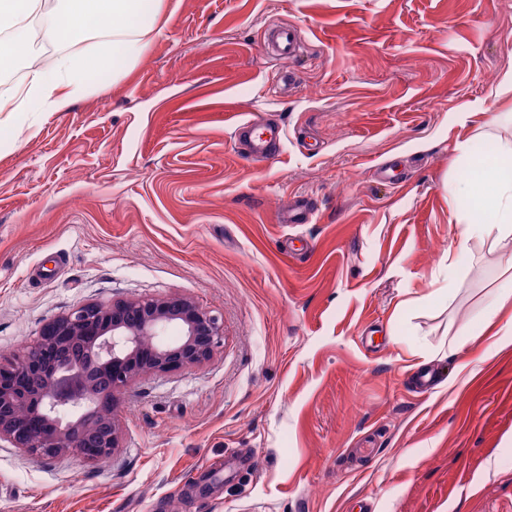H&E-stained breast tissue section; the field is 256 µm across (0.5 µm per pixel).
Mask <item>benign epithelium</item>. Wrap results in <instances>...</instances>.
I'll return each mask as SVG.
<instances>
[{
	"label": "benign epithelium",
	"instance_id": "7a95c632",
	"mask_svg": "<svg viewBox=\"0 0 512 512\" xmlns=\"http://www.w3.org/2000/svg\"><path fill=\"white\" fill-rule=\"evenodd\" d=\"M181 336L168 340L172 324ZM222 336L218 318L187 297L82 304L47 321L19 360H0V440L36 454L68 452L95 461L119 447L115 393L146 373L199 366ZM95 357L110 383L101 394L74 351ZM53 434L34 438L31 420ZM97 449V455L85 449Z\"/></svg>",
	"mask_w": 512,
	"mask_h": 512
}]
</instances>
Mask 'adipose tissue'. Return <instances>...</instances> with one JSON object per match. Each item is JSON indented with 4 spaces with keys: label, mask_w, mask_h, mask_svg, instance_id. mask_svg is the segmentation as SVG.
Returning <instances> with one entry per match:
<instances>
[{
    "label": "adipose tissue",
    "mask_w": 512,
    "mask_h": 512,
    "mask_svg": "<svg viewBox=\"0 0 512 512\" xmlns=\"http://www.w3.org/2000/svg\"><path fill=\"white\" fill-rule=\"evenodd\" d=\"M147 0H67L61 10H46L42 0H0V72L28 63L24 86L0 91V112L15 115L38 110L61 112L84 94V75L89 69L108 71L134 61L143 52L150 29L141 17ZM99 30L109 39L93 55H60L52 68L36 66L38 42L63 38L77 40ZM458 164L466 167V180L450 184L448 192L457 203L454 222L457 244L449 248L448 281L457 283L466 275L458 254L473 240L512 239V138L495 137L491 150L478 149L477 137L456 142ZM484 336L496 337L497 348L512 344V318L501 319L490 308L478 323H466L449 346L460 352Z\"/></svg>",
    "instance_id": "1"
}]
</instances>
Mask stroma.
Wrapping results in <instances>:
<instances>
[{
  "instance_id": "obj_1",
  "label": "stroma",
  "mask_w": 512,
  "mask_h": 512,
  "mask_svg": "<svg viewBox=\"0 0 512 512\" xmlns=\"http://www.w3.org/2000/svg\"><path fill=\"white\" fill-rule=\"evenodd\" d=\"M511 70L512 0H159L136 62L0 124V358L84 303L187 297L223 332L118 393L107 462L0 442V512H512V351L447 353L512 240L431 299L455 141ZM250 118L277 157L238 151ZM298 196L310 222L277 223ZM265 40L284 58L296 55L298 35L296 30L288 26H273L266 30ZM233 134L248 142L247 150L257 158L270 159L279 152L284 137L279 124H262L255 119L241 120L234 124Z\"/></svg>"
}]
</instances>
